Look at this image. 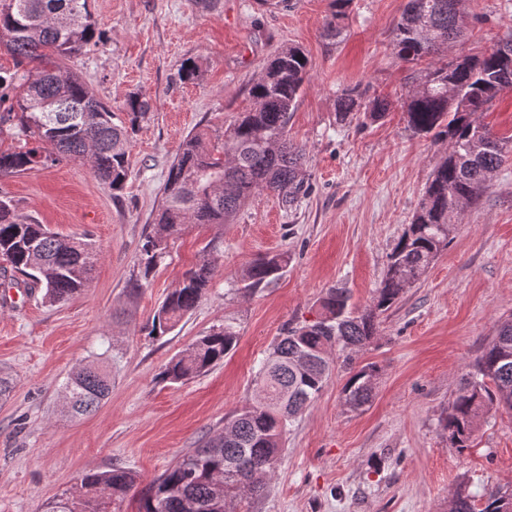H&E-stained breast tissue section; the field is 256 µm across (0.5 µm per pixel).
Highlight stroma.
Here are the masks:
<instances>
[{"label":"stroma","mask_w":512,"mask_h":512,"mask_svg":"<svg viewBox=\"0 0 512 512\" xmlns=\"http://www.w3.org/2000/svg\"><path fill=\"white\" fill-rule=\"evenodd\" d=\"M330 0H89L101 40L67 65L126 120L128 96L152 109L132 136V172L121 191L89 165L63 161L0 177V196L62 235L92 239L100 258L88 288L54 306L0 261V512H42L87 470L131 467L147 486L189 449L221 433L224 417L255 403L254 374L286 325L315 320L328 289L368 307L388 255L412 220L443 143L415 136L401 109L420 62L398 59L393 26L406 0H353L342 41L323 39ZM462 47L477 55L512 37V0H465ZM300 46L309 72L288 124L305 146L310 194L296 210L259 194L224 229H186L150 284L130 295L145 234L169 166L192 131L223 132L250 107L249 90L283 46ZM193 64L186 79L182 70ZM360 87L386 96L388 115L336 119V98ZM222 241L212 284L180 325L158 340L146 328L166 295ZM287 252L288 265L252 295L239 294L257 257ZM512 317V152L425 275L379 318L358 362L380 368L375 396L348 409L347 375L335 369L291 427L264 494L238 512H448L454 489L512 487V412L493 409L469 448H451L441 419L476 359ZM231 321L238 342L224 361L185 383L162 366ZM112 375L93 413L74 418L62 388L80 366Z\"/></svg>","instance_id":"stroma-1"}]
</instances>
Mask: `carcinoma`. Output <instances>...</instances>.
<instances>
[{
	"label": "carcinoma",
	"instance_id": "carcinoma-1",
	"mask_svg": "<svg viewBox=\"0 0 512 512\" xmlns=\"http://www.w3.org/2000/svg\"><path fill=\"white\" fill-rule=\"evenodd\" d=\"M351 0H331L322 37L334 41L343 32ZM466 28L463 0H408L394 25V48L405 61L434 57L462 36ZM96 37L88 0H0V45L14 69L0 70V103L4 91L12 103L0 112V135L18 145L0 150V176L38 171L63 160L86 161L93 174L112 190L123 188L129 173V132L150 110L136 96L126 102L130 126L113 122L114 114L69 70L64 61L81 54ZM308 75V58L298 46H285L268 61L250 89L252 106L224 130L219 155L209 149L205 131L189 134L169 167L163 198L156 211L155 234L147 235L139 257L143 283L170 253L171 244L190 224H230L255 195L270 192L293 207L307 195L306 149L288 139V123ZM512 88V39L493 46L489 55L471 56L467 65L430 63L423 78L412 82L402 101L407 127L448 142V153L436 164L411 224L396 243L372 305L352 310L343 288H331L320 301L319 317L283 329L260 362L256 383L263 401L227 417L225 432L182 455L144 489L128 468L89 471L80 483L44 504L43 512H112L134 492L141 512H236L239 500L264 491L284 449L290 427L326 386L332 373L328 354L345 353L349 377L344 404L359 410L374 395L379 367L360 365L353 354L378 335L379 316L404 289L417 282L448 248L452 215L479 200L499 169L506 140L493 135L475 115ZM391 103L367 91L350 88L336 100L343 121L363 111L382 119ZM202 261L189 269L154 315L148 335L172 332L206 294L218 263V240L203 248ZM0 259L24 274L28 288H40L51 305L67 301L86 288L98 261L93 244L62 236L19 214L8 198L0 199ZM288 265V254L260 256L249 265L244 291L266 285ZM230 324L199 337L186 354L168 361L160 379L179 383L207 372L237 344ZM112 379L92 365L71 375L64 386L71 412L95 410L111 392ZM512 410V321L503 323L476 361L473 379L459 390L445 416L443 431L451 447L464 449L492 405ZM256 470L253 486L236 462ZM485 495L478 509L466 486L452 499L456 512H512V499Z\"/></svg>",
	"mask_w": 512,
	"mask_h": 512
}]
</instances>
